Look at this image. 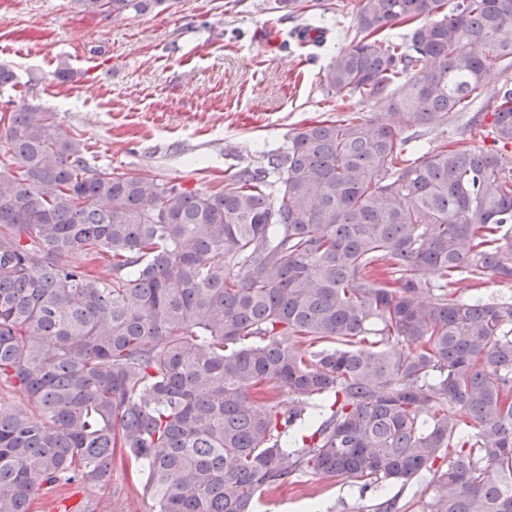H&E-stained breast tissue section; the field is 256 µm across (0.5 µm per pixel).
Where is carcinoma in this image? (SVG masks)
<instances>
[{
    "label": "carcinoma",
    "instance_id": "1",
    "mask_svg": "<svg viewBox=\"0 0 512 512\" xmlns=\"http://www.w3.org/2000/svg\"><path fill=\"white\" fill-rule=\"evenodd\" d=\"M69 2L118 19L166 0ZM493 66L512 68V0H360L324 81L386 107L305 124L209 191L95 171L54 113L6 101L0 386L27 404L0 402V512L106 481L119 451L153 512H256L307 469L403 489L449 448L428 512H512V301L425 279L512 281V83L490 96L500 148L405 157L461 118L483 132L466 109Z\"/></svg>",
    "mask_w": 512,
    "mask_h": 512
}]
</instances>
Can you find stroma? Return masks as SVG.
<instances>
[{
    "mask_svg": "<svg viewBox=\"0 0 512 512\" xmlns=\"http://www.w3.org/2000/svg\"><path fill=\"white\" fill-rule=\"evenodd\" d=\"M328 11L320 46L298 45L297 19L282 18L273 0H175L161 13L112 20L77 14L68 0H0V65L16 75L0 98L40 106L81 133L95 170L146 172L203 190L241 168L266 163L290 132L342 112L323 74L354 34L359 0H322ZM104 63L97 80L61 83ZM143 475L114 459L105 484L74 489L67 503L44 496L34 512L82 505L89 512H152ZM399 497L401 512H426V480L406 490L385 486L360 495L350 480L307 470L286 494L264 497L260 512H295L318 500L323 512H374Z\"/></svg>",
    "mask_w": 512,
    "mask_h": 512,
    "instance_id": "1",
    "label": "stroma"
}]
</instances>
